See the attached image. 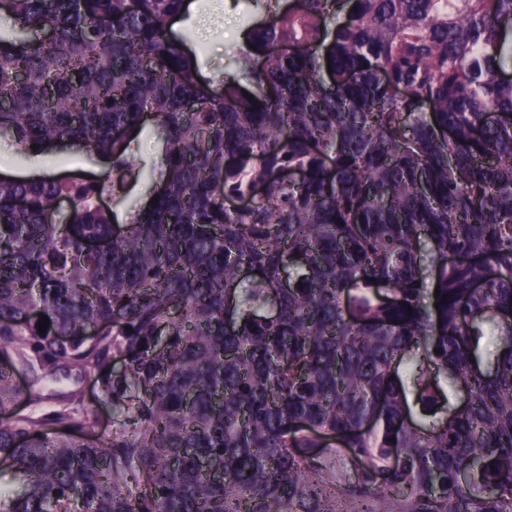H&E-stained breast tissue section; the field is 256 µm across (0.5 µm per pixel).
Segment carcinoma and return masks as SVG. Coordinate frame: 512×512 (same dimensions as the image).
I'll use <instances>...</instances> for the list:
<instances>
[{"mask_svg": "<svg viewBox=\"0 0 512 512\" xmlns=\"http://www.w3.org/2000/svg\"><path fill=\"white\" fill-rule=\"evenodd\" d=\"M184 2L5 0L0 136L112 186L0 175V512H512V0H296L219 90ZM80 390L83 398L82 408L94 412L98 416L99 426L97 435L103 436L111 434L112 430L115 429V418L112 414V408L101 400L100 393L92 384L91 380L84 381L80 385Z\"/></svg>", "mask_w": 512, "mask_h": 512, "instance_id": "1", "label": "carcinoma"}]
</instances>
